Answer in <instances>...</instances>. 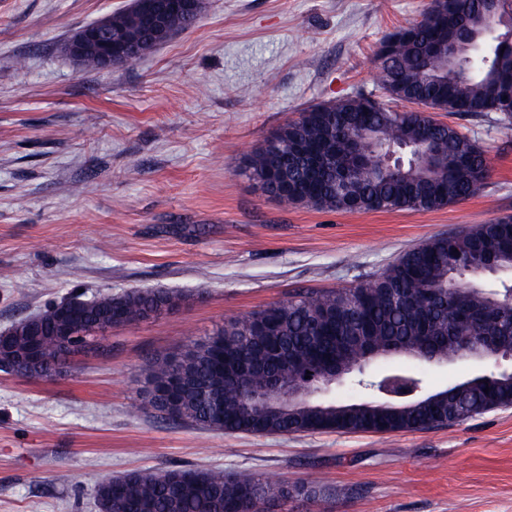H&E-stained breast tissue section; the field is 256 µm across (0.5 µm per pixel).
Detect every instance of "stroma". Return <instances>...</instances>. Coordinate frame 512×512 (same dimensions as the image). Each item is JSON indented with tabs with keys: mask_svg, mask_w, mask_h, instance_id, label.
<instances>
[{
	"mask_svg": "<svg viewBox=\"0 0 512 512\" xmlns=\"http://www.w3.org/2000/svg\"><path fill=\"white\" fill-rule=\"evenodd\" d=\"M131 2L0 0V334L77 295L185 299L112 328L106 354L51 377L0 371V512H99L102 480L175 468L323 477L326 501L270 512H512V406L385 436L227 434L137 410L148 358L512 216V130L493 113H435L489 161L479 195L440 209L287 206L242 173L304 109L381 96L378 50L431 0H204L193 27L133 65L86 72L62 53L78 27ZM83 180L93 193L74 194ZM482 369L391 358L369 372L414 371L434 392Z\"/></svg>",
	"mask_w": 512,
	"mask_h": 512,
	"instance_id": "35a3bbf8",
	"label": "stroma"
}]
</instances>
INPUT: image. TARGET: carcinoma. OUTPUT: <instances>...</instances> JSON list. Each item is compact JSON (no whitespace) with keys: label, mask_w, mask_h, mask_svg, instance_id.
<instances>
[{"label":"carcinoma","mask_w":512,"mask_h":512,"mask_svg":"<svg viewBox=\"0 0 512 512\" xmlns=\"http://www.w3.org/2000/svg\"><path fill=\"white\" fill-rule=\"evenodd\" d=\"M482 0H446L398 30L378 53L388 102L359 94L307 108L285 122L246 160L248 178L284 204L340 211L433 210L474 197L488 173L485 151L457 128L419 114L498 112L512 121V45L494 43L478 64L444 67L428 48L461 28L483 29ZM112 27L134 40L147 33L131 8L112 13ZM370 141L406 147V165L382 171L359 150ZM288 170L269 174L282 157ZM512 270V220L475 225L453 236H435L405 252L372 280L350 288L307 293L229 319L224 327L186 349L157 355L143 365L140 410L203 429L250 434L379 430L359 403L290 407L288 416L266 412L252 399L277 385L301 386L333 367L351 366L369 354L419 360L426 350L455 361L471 347L495 364L485 336L512 343V283L481 284L484 271ZM182 296L135 289L115 297L73 299V336L57 331L65 302L37 315L47 378L69 357L103 349L107 330L177 309ZM180 378L178 406L168 384ZM456 396L433 407L391 408L386 433L431 423L461 422L512 406V373L494 368L453 385ZM489 392H484V389ZM293 496L323 499L324 481L290 485L246 471L135 470L97 487L99 512H267Z\"/></svg>","instance_id":"cac0c4a2"}]
</instances>
